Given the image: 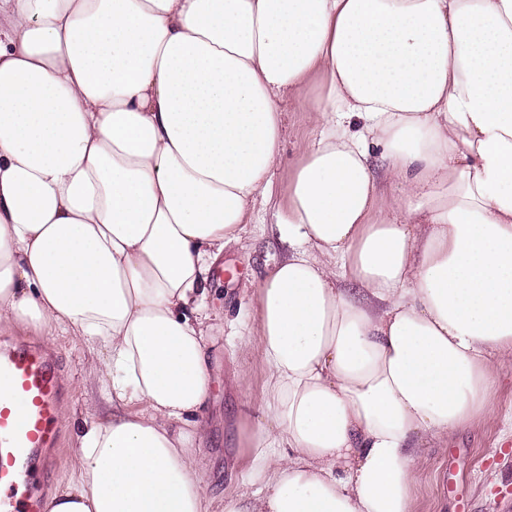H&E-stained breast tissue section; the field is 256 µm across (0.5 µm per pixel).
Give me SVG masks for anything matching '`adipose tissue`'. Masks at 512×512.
<instances>
[{
    "mask_svg": "<svg viewBox=\"0 0 512 512\" xmlns=\"http://www.w3.org/2000/svg\"><path fill=\"white\" fill-rule=\"evenodd\" d=\"M312 83L214 498L209 274ZM1 328L69 336L112 405L46 512H413L512 363V0H0Z\"/></svg>",
    "mask_w": 512,
    "mask_h": 512,
    "instance_id": "ef3b65f1",
    "label": "adipose tissue"
}]
</instances>
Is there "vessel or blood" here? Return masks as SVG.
Listing matches in <instances>:
<instances>
[{
  "label": "vessel or blood",
  "mask_w": 512,
  "mask_h": 512,
  "mask_svg": "<svg viewBox=\"0 0 512 512\" xmlns=\"http://www.w3.org/2000/svg\"><path fill=\"white\" fill-rule=\"evenodd\" d=\"M0 512H43L36 475L51 466L63 388L55 355L18 340L0 347Z\"/></svg>",
  "instance_id": "vessel-or-blood-1"
}]
</instances>
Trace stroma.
I'll list each match as a JSON object with an SVG mask.
<instances>
[{"label": "stroma", "instance_id": "35a3bbf8", "mask_svg": "<svg viewBox=\"0 0 512 512\" xmlns=\"http://www.w3.org/2000/svg\"><path fill=\"white\" fill-rule=\"evenodd\" d=\"M315 94V87H306L285 106V164L272 173L275 191L284 188L287 165L296 159L300 144L315 124L309 110ZM258 218V223L246 227L240 243L225 248L211 274L209 304L219 318L209 352L213 390L206 419L212 440L201 454L207 464L206 491L215 497L232 491L243 477L245 463L233 435L239 412L256 409L265 381L263 363L238 347L239 335L254 323L256 302L251 290L282 254L273 208L260 209ZM40 342L60 360L61 410L79 419L111 412V404L103 401L88 376L80 346L66 336H44ZM241 373L248 380L243 389L236 382ZM491 405L490 418L449 436L446 444L424 449L414 512H512V445L501 444L512 428L511 367L497 374Z\"/></svg>", "mask_w": 512, "mask_h": 512}]
</instances>
